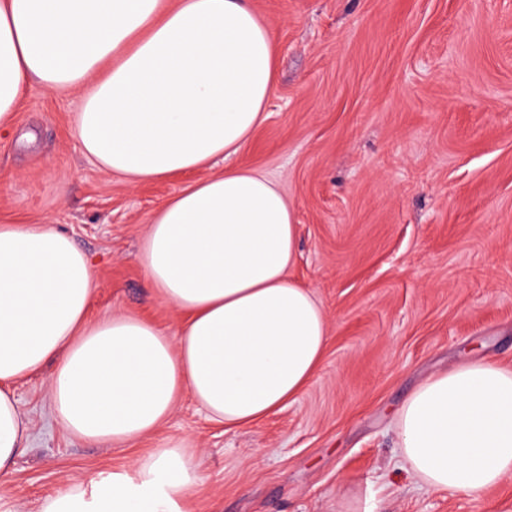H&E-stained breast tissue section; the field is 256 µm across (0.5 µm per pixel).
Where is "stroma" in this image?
<instances>
[{
  "label": "stroma",
  "mask_w": 512,
  "mask_h": 512,
  "mask_svg": "<svg viewBox=\"0 0 512 512\" xmlns=\"http://www.w3.org/2000/svg\"><path fill=\"white\" fill-rule=\"evenodd\" d=\"M276 40L268 118L221 169L277 181L293 205L289 270L325 308L308 386L256 425L224 431L183 399L121 448L69 436L50 369L14 393L30 439L0 512H39L75 478L128 468L137 448L189 437L203 483L189 512H512V476L479 494L426 490L401 467L392 419L425 376L475 352L512 366V0H250ZM78 91L30 85L0 133V220L70 235L94 265L98 319L121 311L169 335L148 288L152 215L188 183L137 187L73 136Z\"/></svg>",
  "instance_id": "stroma-1"
}]
</instances>
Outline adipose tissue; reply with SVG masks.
Here are the masks:
<instances>
[{
  "instance_id": "obj_1",
  "label": "adipose tissue",
  "mask_w": 512,
  "mask_h": 512,
  "mask_svg": "<svg viewBox=\"0 0 512 512\" xmlns=\"http://www.w3.org/2000/svg\"><path fill=\"white\" fill-rule=\"evenodd\" d=\"M270 27L248 0H0V132L30 83L78 89L83 154L130 186L200 170L152 217L148 286L178 336L115 313L93 320L91 263L49 224H0V477L29 438L13 386L52 365L62 428L115 447L155 433L191 398L234 431L295 399L330 339L314 294L288 277L295 211L261 171H213L266 120ZM402 465L426 489L479 493L512 473V368L474 359L434 373L397 415ZM196 448L166 438L130 468L74 481L40 512H185Z\"/></svg>"
}]
</instances>
